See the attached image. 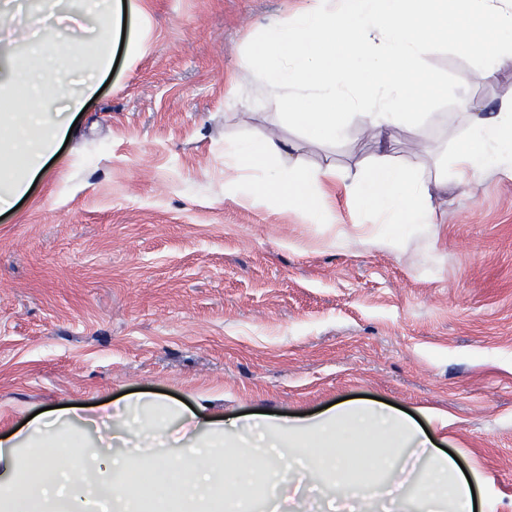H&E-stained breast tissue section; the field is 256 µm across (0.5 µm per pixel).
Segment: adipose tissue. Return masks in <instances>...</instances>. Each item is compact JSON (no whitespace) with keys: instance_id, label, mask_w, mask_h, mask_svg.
<instances>
[{"instance_id":"obj_1","label":"adipose tissue","mask_w":512,"mask_h":512,"mask_svg":"<svg viewBox=\"0 0 512 512\" xmlns=\"http://www.w3.org/2000/svg\"><path fill=\"white\" fill-rule=\"evenodd\" d=\"M26 14L34 37L0 64V211L25 197L56 155L71 116L98 91L110 45L134 46L144 10L139 0H0V27ZM446 40L463 56L484 60L483 80L512 60V0H307L293 17L273 22L244 66L264 88L259 108L287 118L324 145L360 118L381 152L358 169L302 163L291 139L259 135L224 139V167L246 187L244 200L266 198L303 210L313 223L334 221L337 188L356 193L379 223L399 232L435 221L432 180L394 154V126L422 119L444 92L422 60L424 47ZM369 59L367 82L355 65ZM317 85L315 109L300 93ZM458 106L468 134L451 163L459 184L495 168L512 175V95L496 111L470 97ZM155 414L132 419L100 406L95 414L62 409L0 434V512H262L261 486L273 487L275 512H291L304 479L323 503L348 512H474L470 482L411 419L361 403L296 420L264 415L222 419L205 405L155 400ZM181 448L180 459L160 447ZM414 449L428 466L413 497L393 493L402 469L398 449ZM243 476L229 492L227 468Z\"/></svg>"}]
</instances>
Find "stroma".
I'll return each instance as SVG.
<instances>
[{
    "instance_id": "35a3bbf8",
    "label": "stroma",
    "mask_w": 512,
    "mask_h": 512,
    "mask_svg": "<svg viewBox=\"0 0 512 512\" xmlns=\"http://www.w3.org/2000/svg\"><path fill=\"white\" fill-rule=\"evenodd\" d=\"M303 0H144L77 115L60 160L0 215V432L34 412L157 395L205 399L226 418L369 402L408 411L478 485L482 512H512V178L447 185L436 222L400 252L346 196L314 224L268 199L224 198V137L295 141L306 163L354 168L375 145L352 117L324 150L287 122L241 116L263 94L239 65ZM423 59L447 87L395 149L434 172L467 134L457 106L512 94V64L448 43ZM346 235L344 248L329 240Z\"/></svg>"
}]
</instances>
